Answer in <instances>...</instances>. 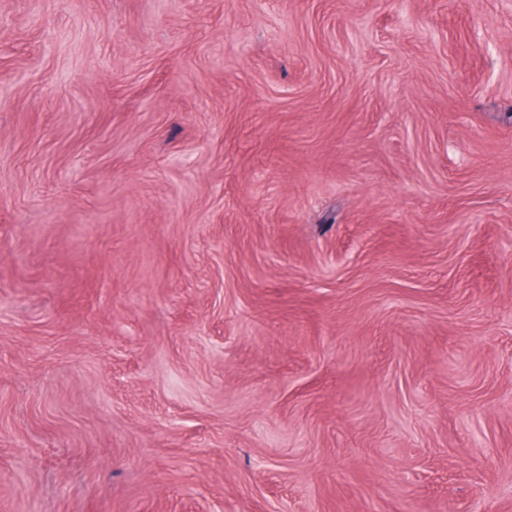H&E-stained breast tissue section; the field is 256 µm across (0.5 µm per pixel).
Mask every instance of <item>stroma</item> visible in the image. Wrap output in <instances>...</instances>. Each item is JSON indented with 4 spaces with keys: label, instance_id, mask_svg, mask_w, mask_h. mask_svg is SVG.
Here are the masks:
<instances>
[{
    "label": "stroma",
    "instance_id": "stroma-1",
    "mask_svg": "<svg viewBox=\"0 0 512 512\" xmlns=\"http://www.w3.org/2000/svg\"><path fill=\"white\" fill-rule=\"evenodd\" d=\"M512 512V0H0V512Z\"/></svg>",
    "mask_w": 512,
    "mask_h": 512
}]
</instances>
